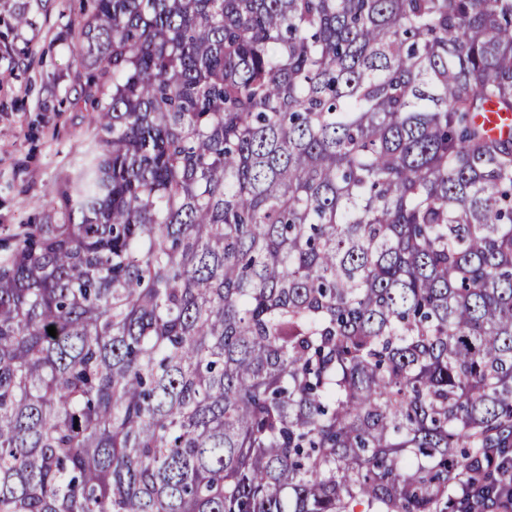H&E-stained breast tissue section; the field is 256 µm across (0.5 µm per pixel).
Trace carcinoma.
I'll use <instances>...</instances> for the list:
<instances>
[{"instance_id":"cac0c4a2","label":"carcinoma","mask_w":512,"mask_h":512,"mask_svg":"<svg viewBox=\"0 0 512 512\" xmlns=\"http://www.w3.org/2000/svg\"><path fill=\"white\" fill-rule=\"evenodd\" d=\"M79 36L86 161L0 245V512L503 491L512 0H85Z\"/></svg>"}]
</instances>
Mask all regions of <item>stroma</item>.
Segmentation results:
<instances>
[{
    "label": "stroma",
    "mask_w": 512,
    "mask_h": 512,
    "mask_svg": "<svg viewBox=\"0 0 512 512\" xmlns=\"http://www.w3.org/2000/svg\"><path fill=\"white\" fill-rule=\"evenodd\" d=\"M81 8L82 0H0V238L43 215L84 157L92 112L77 100Z\"/></svg>",
    "instance_id": "obj_1"
}]
</instances>
